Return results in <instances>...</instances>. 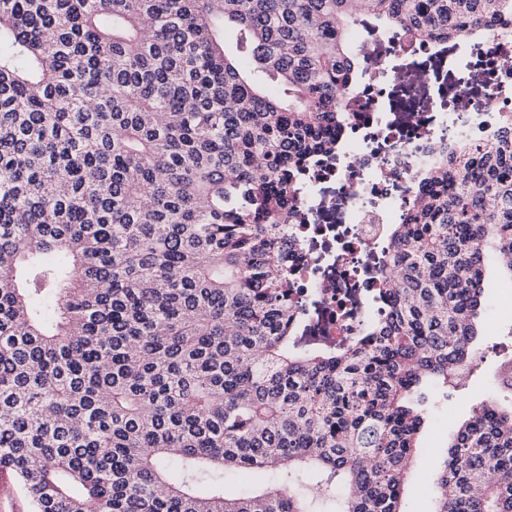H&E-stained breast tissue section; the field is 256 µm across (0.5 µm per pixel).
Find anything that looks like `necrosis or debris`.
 <instances>
[{"mask_svg": "<svg viewBox=\"0 0 512 512\" xmlns=\"http://www.w3.org/2000/svg\"><path fill=\"white\" fill-rule=\"evenodd\" d=\"M358 94L347 97L350 132L334 152L312 162L291 191L288 251L299 299L315 306L310 336L336 345L355 335L361 319L377 311L363 296L374 275L362 264L390 246L411 198L424 190L423 173L443 151L497 137L512 117V68L497 65L512 55V25L493 28L458 44L469 78L439 80L431 62L448 55L440 35H381L373 45ZM422 62L419 85L399 93L390 107L389 59Z\"/></svg>", "mask_w": 512, "mask_h": 512, "instance_id": "1", "label": "necrosis or debris"}]
</instances>
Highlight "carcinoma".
<instances>
[{
  "label": "carcinoma",
  "instance_id": "carcinoma-1",
  "mask_svg": "<svg viewBox=\"0 0 512 512\" xmlns=\"http://www.w3.org/2000/svg\"><path fill=\"white\" fill-rule=\"evenodd\" d=\"M512 0H0V470L32 512H405L429 385L468 382L512 275V126L443 156L379 259L387 314L295 332L285 200L348 132L376 31ZM366 36L355 39L356 32ZM277 473L241 494L233 472ZM434 512H512V384ZM486 295L489 300V309L483 315L485 323V336L483 339L484 348L486 345H492L495 342L503 340L507 336L509 328H512V318L494 319L492 306H508L512 302V285L503 278L496 269H490L485 278Z\"/></svg>",
  "mask_w": 512,
  "mask_h": 512
}]
</instances>
